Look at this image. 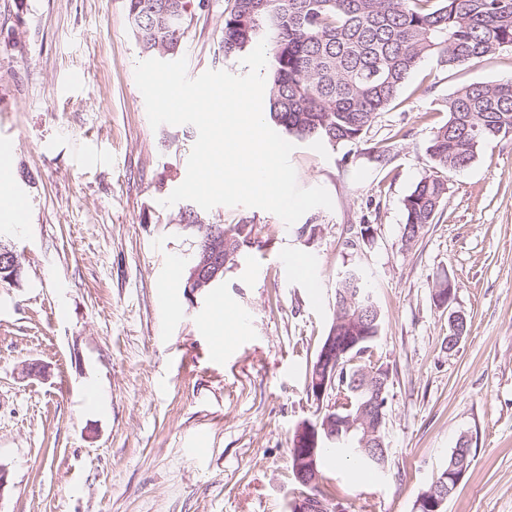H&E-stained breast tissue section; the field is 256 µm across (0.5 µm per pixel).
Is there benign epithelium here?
I'll list each match as a JSON object with an SVG mask.
<instances>
[{
	"label": "benign epithelium",
	"mask_w": 512,
	"mask_h": 512,
	"mask_svg": "<svg viewBox=\"0 0 512 512\" xmlns=\"http://www.w3.org/2000/svg\"><path fill=\"white\" fill-rule=\"evenodd\" d=\"M234 253L226 248L224 230L214 229L202 244L199 262L190 267V276L187 288L190 294H195L208 288L220 276L229 264ZM455 300L453 281H448V294L435 298L437 305L448 309V324L457 332L462 330L465 317L458 311L451 309ZM373 308L366 306L347 314L343 320L347 336H338L331 332L319 351L316 373L314 376V396L316 400L323 399L327 390L335 387L336 361L340 360L350 348L351 342L357 339V333L366 328L365 315L371 313ZM383 409L380 400L376 398L363 399L360 403L356 417H348L342 427L346 433H354L352 443L355 451L365 457L387 456V450L378 437V430L382 423V415L378 411ZM324 430L326 437L334 441L339 433L336 432L335 418L325 420L322 426L303 422L297 427V437L293 443V451L298 454L302 466L296 471L297 480L312 492L302 495L293 503V512H325L326 504L317 496L315 488L320 480L316 468V454L319 447V430ZM447 496L442 482L435 481L427 493V512H442Z\"/></svg>",
	"instance_id": "benign-epithelium-1"
}]
</instances>
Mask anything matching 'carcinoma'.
Returning a JSON list of instances; mask_svg holds the SVG:
<instances>
[{"label": "carcinoma", "instance_id": "obj_1", "mask_svg": "<svg viewBox=\"0 0 512 512\" xmlns=\"http://www.w3.org/2000/svg\"><path fill=\"white\" fill-rule=\"evenodd\" d=\"M192 0H127L139 18L143 50L155 54L180 49L189 26H170L175 13L187 14ZM270 45L274 78L268 91L269 118L297 140L332 148L364 141L378 114L388 108L419 66L430 59L458 70L512 45V0H232L224 16L220 50L234 58L260 39ZM448 120L434 128L426 148L433 168L445 173L471 165L480 146L512 135V79L458 87L444 101ZM448 192V179L423 177L403 201L402 240L410 245L433 223ZM231 245L252 235L253 225H224ZM347 267L337 290L365 289ZM373 331L337 364L333 412L353 416L364 393L358 375L388 369L374 360L381 332ZM469 441L448 457V495L455 475L470 468Z\"/></svg>", "mask_w": 512, "mask_h": 512}]
</instances>
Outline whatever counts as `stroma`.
<instances>
[{
	"mask_svg": "<svg viewBox=\"0 0 512 512\" xmlns=\"http://www.w3.org/2000/svg\"><path fill=\"white\" fill-rule=\"evenodd\" d=\"M226 6L196 10L179 51L188 77L247 73L219 49ZM147 58L127 0H0V143L30 200L28 224L0 227L21 266L0 280V512H291L303 494L293 431L332 403L315 400L306 372L347 265L381 313L389 464L373 478L322 456L336 512H417L463 437L474 461L446 512H512V137L449 172L433 224L402 242L403 200L432 171L442 101L512 77V46L458 72L422 63L365 145L296 142L298 185L325 188L332 208L290 226L259 208L202 211L207 224H253L255 242L192 297L190 203L161 201L183 182L198 131L151 128L134 79ZM386 138L381 163L365 146ZM285 252L308 257V273L286 271ZM446 276L468 323L452 350L449 310L433 302ZM91 385L103 403L87 399Z\"/></svg>",
	"mask_w": 512,
	"mask_h": 512,
	"instance_id": "1",
	"label": "stroma"
}]
</instances>
